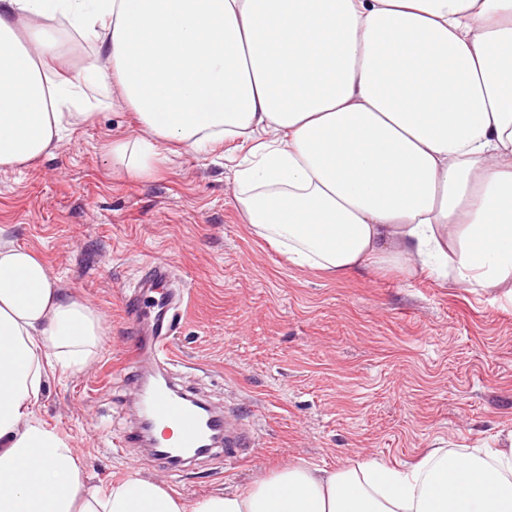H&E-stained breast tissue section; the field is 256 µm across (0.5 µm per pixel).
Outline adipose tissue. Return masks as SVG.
Wrapping results in <instances>:
<instances>
[{"instance_id": "ef3b65f1", "label": "adipose tissue", "mask_w": 512, "mask_h": 512, "mask_svg": "<svg viewBox=\"0 0 512 512\" xmlns=\"http://www.w3.org/2000/svg\"><path fill=\"white\" fill-rule=\"evenodd\" d=\"M62 20L94 45L85 73L59 66ZM100 89L144 132L109 148L129 176L156 172L160 142L244 145L235 206L290 262L512 297V0H0V168L50 154ZM101 336L98 311L0 236V512H512V431L193 501L138 476L89 484L34 408Z\"/></svg>"}]
</instances>
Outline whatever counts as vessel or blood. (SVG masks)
Listing matches in <instances>:
<instances>
[{
	"label": "vessel or blood",
	"mask_w": 512,
	"mask_h": 512,
	"mask_svg": "<svg viewBox=\"0 0 512 512\" xmlns=\"http://www.w3.org/2000/svg\"><path fill=\"white\" fill-rule=\"evenodd\" d=\"M170 279L168 264L162 260L154 261L125 298L128 316L140 327L142 335L151 337L152 342L147 359H134L122 368L120 379L123 384L138 381L143 362H150L153 374L158 375L174 361L170 338L182 318L183 307L178 304L175 294L166 289ZM148 408L153 425H170L179 432L175 440L158 442L151 454L152 460L171 470L183 469V462L174 459L180 452L192 451L204 457L221 453L233 457L240 450L242 442L238 439L222 445L215 443V436L224 433L225 420L223 413L208 403L190 402L181 398L176 389L167 387L151 393Z\"/></svg>",
	"instance_id": "1"
}]
</instances>
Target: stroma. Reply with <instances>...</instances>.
Instances as JSON below:
<instances>
[{
    "label": "stroma",
    "instance_id": "1",
    "mask_svg": "<svg viewBox=\"0 0 512 512\" xmlns=\"http://www.w3.org/2000/svg\"><path fill=\"white\" fill-rule=\"evenodd\" d=\"M138 134L118 103L67 127L51 155L0 169V228L103 316L97 353L51 377L36 407L93 484L140 476L195 500L286 465L399 466L435 444L463 453L512 431V298L425 275L293 265L233 205L241 150L171 154L161 143L159 173L133 179L107 148ZM158 259L190 302L171 338L174 377L246 434L237 457L178 474L116 444L132 425L116 372L148 350L123 298Z\"/></svg>",
    "mask_w": 512,
    "mask_h": 512
}]
</instances>
